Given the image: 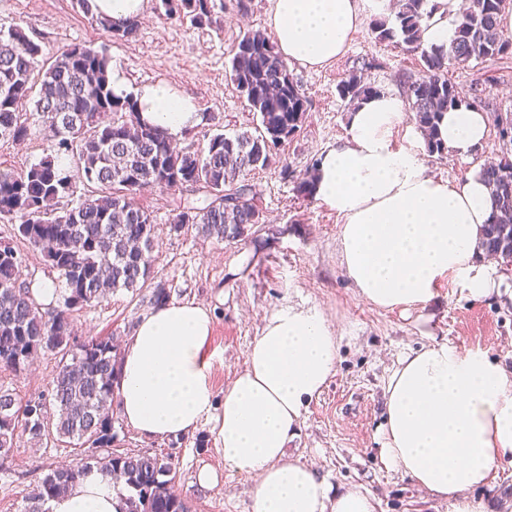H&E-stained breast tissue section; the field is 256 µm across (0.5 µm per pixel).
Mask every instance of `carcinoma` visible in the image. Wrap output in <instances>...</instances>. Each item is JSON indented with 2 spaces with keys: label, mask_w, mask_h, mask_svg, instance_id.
<instances>
[{
  "label": "carcinoma",
  "mask_w": 512,
  "mask_h": 512,
  "mask_svg": "<svg viewBox=\"0 0 512 512\" xmlns=\"http://www.w3.org/2000/svg\"><path fill=\"white\" fill-rule=\"evenodd\" d=\"M88 22L114 40L125 39L112 20L97 14L91 0H76ZM166 15L213 22L224 0H162ZM507 0H469L456 22L448 48L427 45L422 22L440 8L435 0H399L394 19L373 16L369 31L379 42L398 41L420 55L423 76L408 85L417 128L430 153L443 156L447 145L439 122L452 108L475 105L460 97L448 78L479 59L512 51L500 29ZM40 46L21 28L0 29V130L10 140L31 135L25 109L33 106L48 132L50 153L21 172L0 170V220L14 225L13 237L26 241L65 284L61 306L44 311L20 281L16 247L0 249V371L24 374L35 355H61L49 400H18L0 386V458L18 435L40 443L55 434L78 447L89 439L110 446L113 384L119 370L113 337L87 336L77 346L73 312L93 306L118 289L137 291L154 279L151 252L155 224L137 202L142 192L191 188L202 194L179 203L171 229L190 225L205 238L238 241L263 223L260 197L245 176L276 163L277 149L293 138L306 119L309 99L259 30L243 32L233 49L230 79L254 112L262 130L232 137L221 130L203 142L178 146L175 137L141 120L133 96L112 89L110 56L104 47L73 44L39 63ZM349 105L379 94L355 72L338 85ZM497 204L486 225L483 250L512 263V155L482 169ZM94 185L77 194L79 184ZM67 204H62V201ZM97 467L123 483L125 512H190L171 490L172 463L134 453L86 455L50 470L24 512H43L48 499L65 492Z\"/></svg>",
  "instance_id": "cac0c4a2"
}]
</instances>
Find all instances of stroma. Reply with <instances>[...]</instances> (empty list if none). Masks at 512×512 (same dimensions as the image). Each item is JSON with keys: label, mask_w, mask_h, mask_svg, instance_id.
Returning a JSON list of instances; mask_svg holds the SVG:
<instances>
[{"label": "stroma", "mask_w": 512, "mask_h": 512, "mask_svg": "<svg viewBox=\"0 0 512 512\" xmlns=\"http://www.w3.org/2000/svg\"><path fill=\"white\" fill-rule=\"evenodd\" d=\"M225 3L218 23L199 26L166 16L161 0H147L136 37L113 42L87 23L75 0H0V28L20 26L40 45L45 60L72 44L107 47L112 66L129 87L164 82L193 98L204 116L196 137L211 129L231 136L260 124L259 114L249 110L230 81L229 69L243 31L266 30L269 2L249 0L244 14L238 13L235 0ZM372 59L378 67L364 69ZM289 69L310 107L300 131L280 146V163L247 176L264 211L258 232L233 242L206 239L192 229L173 232V210L179 200L191 197V189L143 193L139 203L157 224L155 284L133 293L120 290L74 311V331L82 338L111 336L125 343L152 308L158 285L170 300L202 304L213 314L209 376L220 398L243 368L267 318L290 305L317 308L340 338L339 359L334 375L309 404L290 454L314 464L331 484L367 488L378 500L377 512H453L449 502L430 497L380 463L377 430L384 418L386 381L402 355L434 340L483 351L512 368V296L493 293L475 300L445 285L426 309L405 313L375 308L361 296L341 263L342 217L300 195L297 186L306 169L346 134L351 107L338 96L341 79L357 71L365 82L401 96L407 81L421 77L422 62L398 44L376 41L364 27L331 64L314 69L293 63ZM448 76L461 98L477 101L487 118L512 113V54L472 62ZM48 146L41 123H33L22 144L0 139V166L25 170ZM505 147L492 126L484 145L469 157L426 152L422 159L428 175L453 181ZM59 361L58 355L43 353L27 374L0 372V385L24 400L48 395ZM213 427L206 421L179 438H144L116 410L111 449L167 458L176 469L173 490L191 512H252L254 479L224 467ZM75 458L68 442L34 448L26 438H16L0 472V512H23L49 470ZM205 464L221 471L215 488L196 481ZM469 498L482 512H512V466L503 465L489 487L470 491Z\"/></svg>", "instance_id": "1"}]
</instances>
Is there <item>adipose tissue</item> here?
I'll list each match as a JSON object with an SVG mask.
<instances>
[{
  "mask_svg": "<svg viewBox=\"0 0 512 512\" xmlns=\"http://www.w3.org/2000/svg\"><path fill=\"white\" fill-rule=\"evenodd\" d=\"M364 21L362 0H269L267 26L280 55L319 68L342 55ZM151 125L179 134L202 123L191 97L167 84L136 90ZM404 102L382 92L351 112L347 133L321 158L315 197L336 209L342 263L360 294L381 309H423L441 281L480 299L502 282L482 257V230L495 211L479 169L453 182L427 176L416 148L394 135ZM439 132L465 155L487 136L481 112L448 110ZM208 308L192 302L155 306L125 345L115 386L126 423L148 438L179 437L206 420L227 468L254 478L252 512H377L368 489L331 492L317 470L289 458L287 445L309 403L332 376L339 353L317 309L288 308L268 318L244 369L215 408L207 344ZM378 430L382 465L420 490L475 512L466 494L512 464V369L484 352L433 342L405 354L386 387ZM126 492L91 469L46 512H120Z\"/></svg>",
  "mask_w": 512,
  "mask_h": 512,
  "instance_id": "obj_1",
  "label": "adipose tissue"
}]
</instances>
